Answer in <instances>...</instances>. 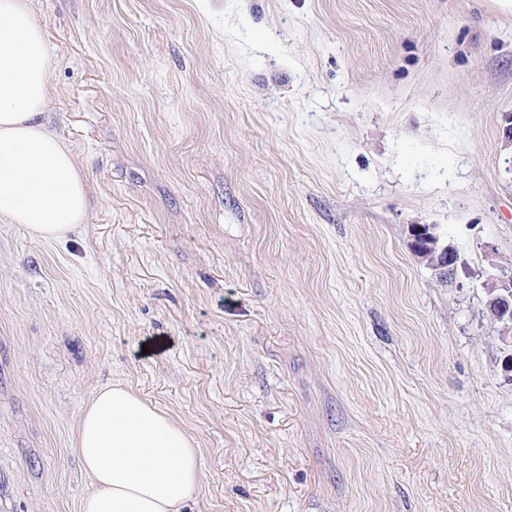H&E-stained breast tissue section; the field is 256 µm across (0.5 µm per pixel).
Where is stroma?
I'll return each mask as SVG.
<instances>
[{
  "label": "stroma",
  "mask_w": 512,
  "mask_h": 512,
  "mask_svg": "<svg viewBox=\"0 0 512 512\" xmlns=\"http://www.w3.org/2000/svg\"><path fill=\"white\" fill-rule=\"evenodd\" d=\"M84 224L0 220V512H80L82 409L192 435L189 512H512V14L32 0ZM436 224L469 267L409 246ZM498 273L487 275L481 286L486 295L487 309L492 318L503 322L504 329H512V273L498 269ZM486 314L491 318L488 310Z\"/></svg>",
  "instance_id": "35a3bbf8"
}]
</instances>
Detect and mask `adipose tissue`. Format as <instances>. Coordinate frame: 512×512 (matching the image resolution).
Segmentation results:
<instances>
[{"label": "adipose tissue", "mask_w": 512, "mask_h": 512, "mask_svg": "<svg viewBox=\"0 0 512 512\" xmlns=\"http://www.w3.org/2000/svg\"><path fill=\"white\" fill-rule=\"evenodd\" d=\"M52 74L31 0H0V219L41 240L74 231L89 206L71 151L43 119ZM74 451L93 484L81 512H187L202 485L193 439L120 384L86 404Z\"/></svg>", "instance_id": "1"}]
</instances>
